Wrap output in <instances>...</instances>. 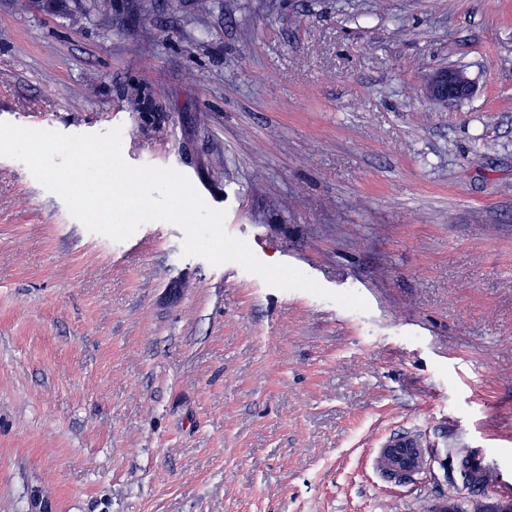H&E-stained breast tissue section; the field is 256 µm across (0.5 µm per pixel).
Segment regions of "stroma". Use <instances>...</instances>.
I'll return each mask as SVG.
<instances>
[{
  "label": "stroma",
  "instance_id": "stroma-1",
  "mask_svg": "<svg viewBox=\"0 0 512 512\" xmlns=\"http://www.w3.org/2000/svg\"><path fill=\"white\" fill-rule=\"evenodd\" d=\"M137 2L0 0V122L121 129L368 309L91 232L0 157V512H438L467 465L512 497V0ZM453 66L473 96L428 100ZM415 448H422L421 440L416 434L410 432L394 436L388 441L385 448L380 449V467L383 469L387 466L389 469L394 468L397 471L411 468ZM391 454L396 456V460L388 456Z\"/></svg>",
  "mask_w": 512,
  "mask_h": 512
}]
</instances>
